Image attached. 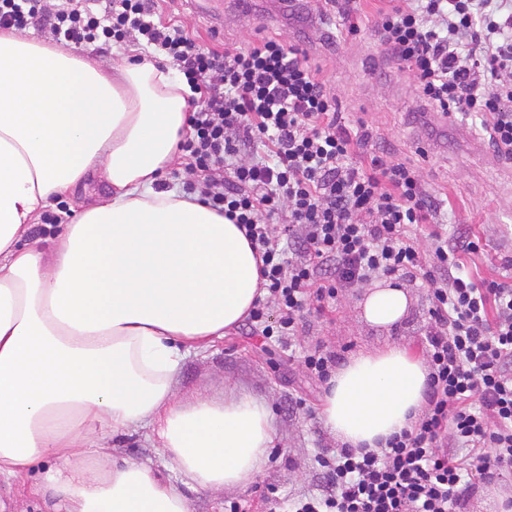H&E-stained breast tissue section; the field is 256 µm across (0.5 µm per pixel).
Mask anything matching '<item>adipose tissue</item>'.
<instances>
[{
    "label": "adipose tissue",
    "instance_id": "1",
    "mask_svg": "<svg viewBox=\"0 0 512 512\" xmlns=\"http://www.w3.org/2000/svg\"><path fill=\"white\" fill-rule=\"evenodd\" d=\"M189 87L151 62L90 56L0 31V482L38 469L47 512H190L183 487L232 490L260 474L271 410L233 386L178 391L184 352L208 347L264 291L251 245L198 195L158 190L188 127ZM112 186L48 238L27 240L53 199L90 171ZM387 282L363 317L409 308ZM425 362L391 346L349 359L319 415L329 434L376 447L420 414ZM147 430L180 483L114 454Z\"/></svg>",
    "mask_w": 512,
    "mask_h": 512
}]
</instances>
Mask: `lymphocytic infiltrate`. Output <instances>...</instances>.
I'll return each instance as SVG.
<instances>
[{"instance_id":"obj_1","label":"lymphocytic infiltrate","mask_w":512,"mask_h":512,"mask_svg":"<svg viewBox=\"0 0 512 512\" xmlns=\"http://www.w3.org/2000/svg\"><path fill=\"white\" fill-rule=\"evenodd\" d=\"M157 9L156 0H0V28L100 52L143 42L183 75L186 190L238 224L260 258L267 296L249 318L262 336L295 335L311 300L382 278L427 284L421 414L380 447L326 449L322 482L294 512H460L477 484L512 471V283L467 269L479 236L442 237L414 167L362 154L367 126L345 124L299 47L271 36L220 50ZM373 23L425 102L474 115L512 160V0H388Z\"/></svg>"}]
</instances>
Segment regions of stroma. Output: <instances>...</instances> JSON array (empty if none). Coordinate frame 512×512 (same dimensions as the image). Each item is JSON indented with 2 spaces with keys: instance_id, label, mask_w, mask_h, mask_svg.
<instances>
[{
  "instance_id": "obj_1",
  "label": "stroma",
  "mask_w": 512,
  "mask_h": 512,
  "mask_svg": "<svg viewBox=\"0 0 512 512\" xmlns=\"http://www.w3.org/2000/svg\"><path fill=\"white\" fill-rule=\"evenodd\" d=\"M378 7V0H363L361 31L348 40L338 38L340 19L321 0H251L246 10L233 0H207L198 8L189 0H161L159 11L162 19L178 20L190 34L219 49L264 36L299 45L339 98L346 125L372 128L363 152L383 151L417 169L441 209L444 236L455 237L463 224L485 240L484 254L472 257L467 267L473 275L488 276L512 253V163L498 158L470 122L442 117L417 97L409 76L379 47L371 22ZM407 290L409 311L388 329L363 319L364 291L354 288L339 295L334 311L305 309L295 336L266 339L251 333L244 320L209 347L185 353L181 393L206 397L235 386L269 404L277 429L253 483L219 492L185 489L190 512H291L296 499L314 491L321 480L316 457L337 441L318 415L324 388L308 375L302 358L320 343L345 360L391 345L422 356L428 291L421 283ZM298 400L305 409L291 412ZM112 446L118 456L151 463L172 480L181 478L145 433L114 439Z\"/></svg>"
}]
</instances>
